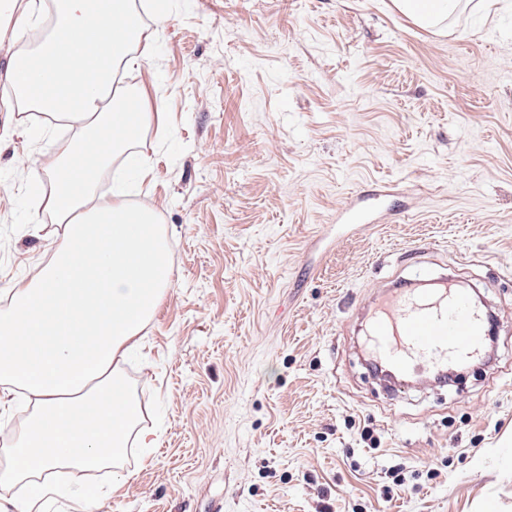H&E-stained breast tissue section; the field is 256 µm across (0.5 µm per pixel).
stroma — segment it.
I'll return each instance as SVG.
<instances>
[{
    "mask_svg": "<svg viewBox=\"0 0 512 512\" xmlns=\"http://www.w3.org/2000/svg\"><path fill=\"white\" fill-rule=\"evenodd\" d=\"M153 3L123 83L160 116L121 176L171 286L121 379L157 446L95 512H512V0L434 30L392 0H164L162 27ZM41 120L0 89V289L59 232L31 184L78 134L30 144ZM359 196L385 223H337ZM421 267L480 290L495 359L392 391L357 315ZM55 483L39 512H81L112 470Z\"/></svg>",
    "mask_w": 512,
    "mask_h": 512,
    "instance_id": "1",
    "label": "stroma"
}]
</instances>
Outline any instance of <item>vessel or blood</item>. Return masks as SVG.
<instances>
[{"mask_svg": "<svg viewBox=\"0 0 512 512\" xmlns=\"http://www.w3.org/2000/svg\"><path fill=\"white\" fill-rule=\"evenodd\" d=\"M489 316L471 292L441 276L435 287L394 284L367 305L364 333L369 356L402 376L417 367L441 372L482 358Z\"/></svg>", "mask_w": 512, "mask_h": 512, "instance_id": "b4317fda", "label": "vessel or blood"}]
</instances>
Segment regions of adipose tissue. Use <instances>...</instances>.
Listing matches in <instances>:
<instances>
[{
  "label": "adipose tissue",
  "mask_w": 512,
  "mask_h": 512,
  "mask_svg": "<svg viewBox=\"0 0 512 512\" xmlns=\"http://www.w3.org/2000/svg\"><path fill=\"white\" fill-rule=\"evenodd\" d=\"M460 2L394 0L427 29ZM148 40L130 0H52L48 34L16 53L5 74L11 103L43 117L29 128L33 139L63 123L95 144L89 152L73 142L50 164L44 206L60 228L56 247L35 277L0 292L10 300L0 308V383L34 399L0 471V482L34 490L16 512H33L62 468L118 462L133 442L146 452L155 446L135 433L139 408L117 370L171 285L168 235L151 209L128 203L126 186L107 199L95 191L115 159L137 173L147 167L132 149L153 120L147 91L123 93L114 76L143 66Z\"/></svg>",
  "instance_id": "adipose-tissue-1"
}]
</instances>
